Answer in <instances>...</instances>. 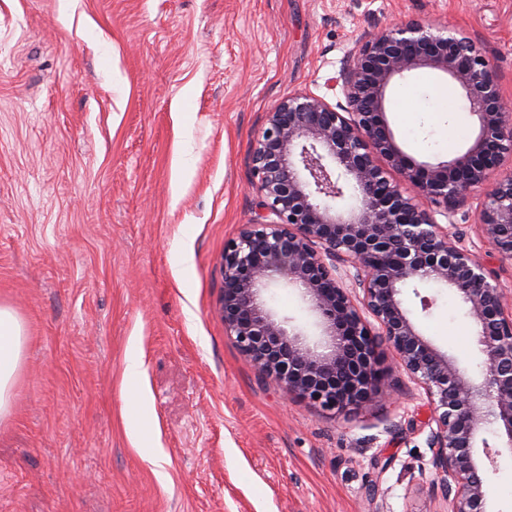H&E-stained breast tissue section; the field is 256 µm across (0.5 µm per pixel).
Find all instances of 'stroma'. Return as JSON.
Instances as JSON below:
<instances>
[{
	"mask_svg": "<svg viewBox=\"0 0 512 512\" xmlns=\"http://www.w3.org/2000/svg\"><path fill=\"white\" fill-rule=\"evenodd\" d=\"M409 18L470 37L512 104V0H0V304L27 336L0 422V512H441L427 399L387 343L389 398L327 412L263 379L218 313L224 244L258 205L267 112L301 90L337 103L328 81L364 34ZM385 112L420 161L477 134L460 88L428 68L387 92ZM403 299L479 372L454 291ZM266 300L318 341L298 290ZM133 346L160 474L125 424ZM487 495L512 512V453Z\"/></svg>",
	"mask_w": 512,
	"mask_h": 512,
	"instance_id": "1",
	"label": "stroma"
}]
</instances>
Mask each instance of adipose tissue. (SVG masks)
<instances>
[{"label": "adipose tissue", "mask_w": 512, "mask_h": 512, "mask_svg": "<svg viewBox=\"0 0 512 512\" xmlns=\"http://www.w3.org/2000/svg\"><path fill=\"white\" fill-rule=\"evenodd\" d=\"M27 338L15 311L0 305V420L11 410Z\"/></svg>", "instance_id": "ef3b65f1"}]
</instances>
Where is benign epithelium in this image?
Wrapping results in <instances>:
<instances>
[{
    "label": "benign epithelium",
    "mask_w": 512,
    "mask_h": 512,
    "mask_svg": "<svg viewBox=\"0 0 512 512\" xmlns=\"http://www.w3.org/2000/svg\"><path fill=\"white\" fill-rule=\"evenodd\" d=\"M419 68L456 82L476 119L473 143L450 160H415L386 118L389 86ZM333 86L344 101L291 94L257 136L251 164L263 212L224 245V331L261 376L326 410L382 397V337L425 391L433 489L448 512H490L486 470L499 451L485 433L512 451V310L489 262L434 214L483 191V237L499 260H512V176H497L512 155V109L470 38L419 20L363 40ZM409 283L459 295L476 327L479 375L419 332L401 299ZM275 284L300 291L318 318V343L267 306Z\"/></svg>",
    "instance_id": "benign-epithelium-1"
}]
</instances>
